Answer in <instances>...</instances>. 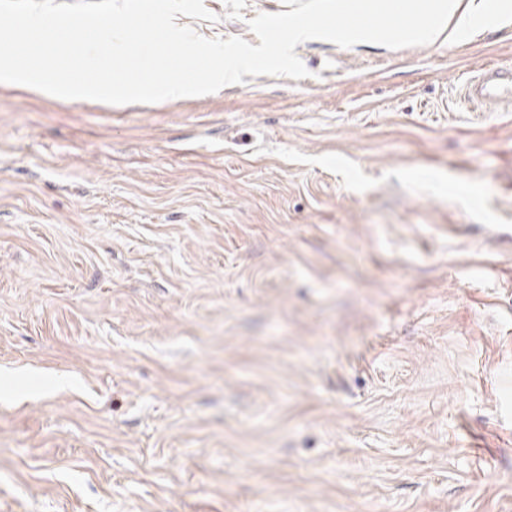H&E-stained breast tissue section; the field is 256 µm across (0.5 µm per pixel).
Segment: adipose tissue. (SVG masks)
Listing matches in <instances>:
<instances>
[{"label":"adipose tissue","mask_w":512,"mask_h":512,"mask_svg":"<svg viewBox=\"0 0 512 512\" xmlns=\"http://www.w3.org/2000/svg\"><path fill=\"white\" fill-rule=\"evenodd\" d=\"M350 7L362 15L375 16L373 31L342 22L335 29H328L313 22H305L289 27V43L318 39L359 44L390 37L418 38L429 34H457L468 23L466 13L460 12L459 0H396L395 5H387L384 0H351ZM399 11L405 17L403 26L394 28L388 23L390 11Z\"/></svg>","instance_id":"ef3b65f1"}]
</instances>
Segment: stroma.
Wrapping results in <instances>:
<instances>
[{"label": "stroma", "mask_w": 512, "mask_h": 512, "mask_svg": "<svg viewBox=\"0 0 512 512\" xmlns=\"http://www.w3.org/2000/svg\"><path fill=\"white\" fill-rule=\"evenodd\" d=\"M256 43L283 0H204ZM121 109L0 87V512H512V19ZM465 96L483 103L512 101V67L488 65L466 83Z\"/></svg>", "instance_id": "35a3bbf8"}]
</instances>
